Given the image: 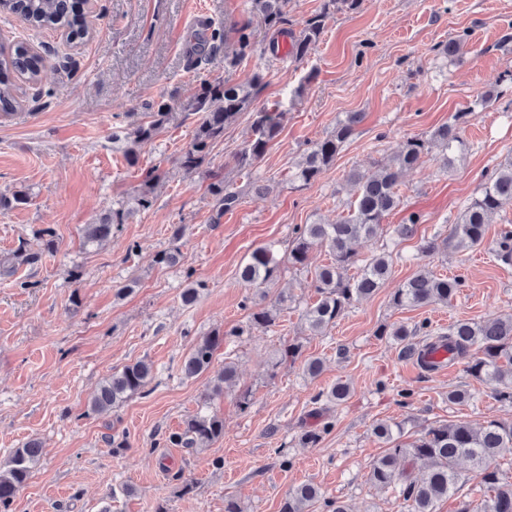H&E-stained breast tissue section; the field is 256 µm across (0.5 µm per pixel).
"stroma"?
Segmentation results:
<instances>
[{
    "label": "stroma",
    "instance_id": "obj_1",
    "mask_svg": "<svg viewBox=\"0 0 512 512\" xmlns=\"http://www.w3.org/2000/svg\"><path fill=\"white\" fill-rule=\"evenodd\" d=\"M323 0H290L288 35L278 54L272 34L246 0H95L93 35L74 48L52 32H37L0 15V41L23 38L52 49L45 97L27 90L22 109L0 114V194L22 191L29 203L0 209V257L19 246L41 253L37 265L0 277V460L36 440L43 456L12 512H224L235 499L243 512H279L281 500L302 483L324 500L354 512H402L396 493L369 480L371 461L385 449L373 427L401 424L405 439L424 427L462 421L480 428L512 420V405L493 386L476 381L465 361L443 372L415 368L391 337L400 324L437 331L459 319L487 320L512 313V265L496 261L490 245L512 208L492 216L485 247L422 256L423 240L443 237L482 181L512 154V0H362L353 13L323 11ZM324 12L323 34L311 57L289 55V36ZM233 34L248 26L256 52L239 67L243 81L261 73L256 107L288 104L282 130L251 178L234 156L252 123L244 112L224 130L204 166L244 187L240 205L214 221L207 183L185 174L178 158L191 143L197 118L178 106L200 81L224 78V52L195 61L189 48L195 15ZM466 33L461 56L442 47ZM491 96L488 105L479 100ZM176 111L151 145L129 164L113 132L145 119L148 105ZM467 112L465 156L443 169L438 150L426 154L400 185L401 205L375 240L357 244L360 256L392 254L391 275L370 298L354 303L324 334L307 331L303 314L317 299L316 271L329 254L314 248L304 267L288 264L291 230L347 213L354 195L349 170L373 171L407 138ZM363 115L352 139L308 186L288 172L310 144L332 132L346 113ZM158 171L152 205L135 212L103 246H84L83 230L137 195ZM261 191L246 188L247 180ZM422 217L415 234L395 233L410 213ZM56 232L44 249L41 229ZM183 228L182 260L156 265L154 255ZM269 245L280 271L268 292L244 285L237 270L259 246ZM421 270L462 276L448 305L398 309L391 296ZM135 291L117 297L121 286ZM201 284L197 301H181L188 282ZM289 296L276 326L252 325V310ZM216 330L228 337L218 361L233 362L237 386L211 397V374L185 376L192 346ZM318 357L323 371L308 377L301 362L280 357L284 345ZM139 360L154 368L148 392L109 414L90 401L113 371ZM348 385L345 401L322 399L334 383ZM465 389L468 401L448 393ZM249 391L251 405L238 397ZM208 409L224 420V436L205 448L168 441L184 420ZM330 423L316 443L310 429ZM126 438L113 449L111 437Z\"/></svg>",
    "mask_w": 512,
    "mask_h": 512
}]
</instances>
